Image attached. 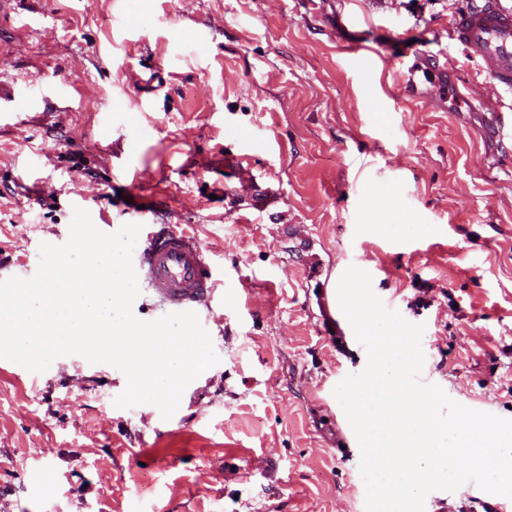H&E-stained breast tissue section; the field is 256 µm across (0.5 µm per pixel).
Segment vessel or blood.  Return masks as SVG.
<instances>
[{"instance_id": "vessel-or-blood-1", "label": "vessel or blood", "mask_w": 512, "mask_h": 512, "mask_svg": "<svg viewBox=\"0 0 512 512\" xmlns=\"http://www.w3.org/2000/svg\"><path fill=\"white\" fill-rule=\"evenodd\" d=\"M453 38L490 80L512 91V5L479 0L456 19ZM133 264L149 290L174 311L206 303L213 290L198 243L171 227L141 232Z\"/></svg>"}]
</instances>
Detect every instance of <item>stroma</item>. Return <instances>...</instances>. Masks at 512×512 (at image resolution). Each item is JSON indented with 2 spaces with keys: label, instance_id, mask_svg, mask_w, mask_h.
<instances>
[{
  "label": "stroma",
  "instance_id": "stroma-1",
  "mask_svg": "<svg viewBox=\"0 0 512 512\" xmlns=\"http://www.w3.org/2000/svg\"><path fill=\"white\" fill-rule=\"evenodd\" d=\"M471 0H13L0 14V276L102 232L173 224L218 290V364L170 419L116 407L127 380L79 355L0 363V512H365L333 395L364 369L337 299L349 266L425 326L423 374L512 419V156L469 115L512 92L451 38ZM418 55L366 75L372 58ZM442 51L456 66L423 70ZM413 74L424 97L394 98ZM262 139L249 145L246 135Z\"/></svg>",
  "mask_w": 512,
  "mask_h": 512
}]
</instances>
